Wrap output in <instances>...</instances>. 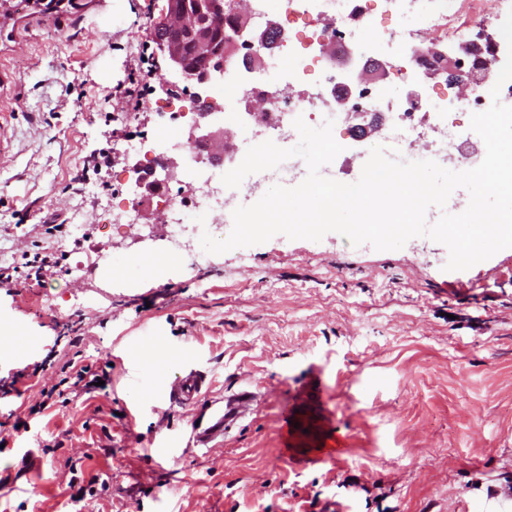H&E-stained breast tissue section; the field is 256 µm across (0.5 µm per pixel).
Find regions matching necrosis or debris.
<instances>
[{"label":"necrosis or debris","instance_id":"4bbe7bcc","mask_svg":"<svg viewBox=\"0 0 512 512\" xmlns=\"http://www.w3.org/2000/svg\"><path fill=\"white\" fill-rule=\"evenodd\" d=\"M246 7L257 22L276 14L293 40L278 59L284 85L272 101L263 98L268 85L262 66H249L246 84L236 80L239 68L247 66V48L240 44L230 51L224 70V100L232 106L224 115L225 170L240 164V141H289L298 136L296 118L318 127L331 113L343 118L349 135L374 116H383L384 148L390 158L432 160L454 171L475 162L469 146L458 138L457 116L485 111L492 103L493 81L472 70L481 60L497 69L503 66L507 45L500 26L512 10V0H247ZM330 11L334 25L321 29V18ZM424 34L455 49V67L466 76L463 85L398 97L360 78L356 49L361 40L372 56L396 71L426 73L416 44ZM163 129L150 142L134 143V150L147 154V167L153 171L163 167L167 150L184 152L186 174L200 179L201 194L185 199L161 184L133 198L130 206L106 210L103 223L119 229L132 223L141 205L151 206L166 229L168 258L182 260L192 256L202 233L224 238V210L234 198L226 194L221 180L201 178L209 148L195 136L186 112L173 108Z\"/></svg>","mask_w":512,"mask_h":512}]
</instances>
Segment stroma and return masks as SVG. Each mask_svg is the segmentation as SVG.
I'll use <instances>...</instances> for the list:
<instances>
[{
    "label": "stroma",
    "mask_w": 512,
    "mask_h": 512,
    "mask_svg": "<svg viewBox=\"0 0 512 512\" xmlns=\"http://www.w3.org/2000/svg\"><path fill=\"white\" fill-rule=\"evenodd\" d=\"M163 6H0V270H19L0 279V472L18 485L0 512H512V248L449 271L427 237L378 251L277 235L145 277L167 247L155 210L104 232L141 161L125 143L154 137L168 109L158 58L139 110L116 98ZM35 247L60 255L55 273L29 275ZM100 254L116 259L106 276L76 272ZM81 365L108 387L31 414ZM193 369L200 400L171 404L170 381ZM315 378L292 458L279 406ZM244 388L257 400L223 446L195 444ZM323 444L341 455L307 458Z\"/></svg>",
    "instance_id": "stroma-1"
}]
</instances>
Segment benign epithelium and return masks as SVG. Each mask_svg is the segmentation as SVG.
<instances>
[{
  "label": "benign epithelium",
  "mask_w": 512,
  "mask_h": 512,
  "mask_svg": "<svg viewBox=\"0 0 512 512\" xmlns=\"http://www.w3.org/2000/svg\"><path fill=\"white\" fill-rule=\"evenodd\" d=\"M165 12L152 25L156 55L168 66L171 79L163 89L176 95L191 87L196 98L212 99L214 89L224 83V43L235 39L253 49L256 56L272 50L284 31L276 22L264 29L249 26L251 15L236 0H166ZM210 144L213 164L224 159V131L214 133L195 123Z\"/></svg>",
  "instance_id": "7a95c632"
}]
</instances>
